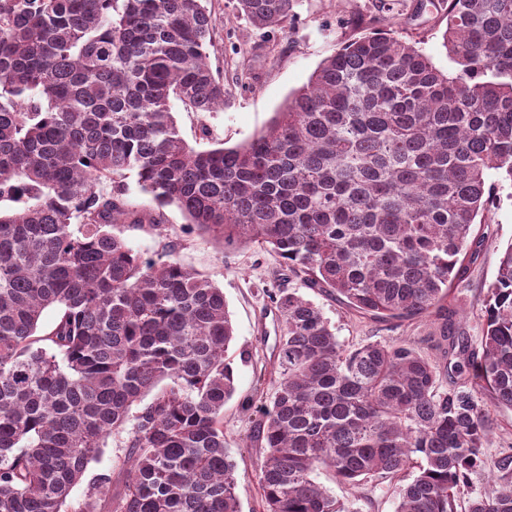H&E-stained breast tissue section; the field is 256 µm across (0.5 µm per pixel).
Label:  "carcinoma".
Wrapping results in <instances>:
<instances>
[{
  "mask_svg": "<svg viewBox=\"0 0 512 512\" xmlns=\"http://www.w3.org/2000/svg\"><path fill=\"white\" fill-rule=\"evenodd\" d=\"M206 2L0 0V512H240L224 292L172 242L144 259L124 225L158 227L175 206L362 314L446 317L487 175L512 181V0H448L454 77L368 34L326 56L265 132L198 150L169 100L224 104ZM237 2L279 30L297 4ZM132 176L150 207L128 200ZM268 298L282 328L277 388L252 430L265 512H358L320 469L354 492L389 482L396 512H512V453L493 494L472 488L487 405L512 409V244L476 347L446 329L442 367L408 343L344 348L295 288ZM115 431L128 453L72 501Z\"/></svg>",
  "mask_w": 512,
  "mask_h": 512,
  "instance_id": "carcinoma-1",
  "label": "carcinoma"
}]
</instances>
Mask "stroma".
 Returning <instances> with one entry per match:
<instances>
[{
	"instance_id": "obj_1",
	"label": "stroma",
	"mask_w": 512,
	"mask_h": 512,
	"mask_svg": "<svg viewBox=\"0 0 512 512\" xmlns=\"http://www.w3.org/2000/svg\"><path fill=\"white\" fill-rule=\"evenodd\" d=\"M207 7L214 19L209 60L224 80V105L213 112H193L179 100L171 102L182 137L199 149L219 141L231 147L251 140L270 124L288 95L308 83L327 55L364 34L391 33L415 45L444 74L453 76L459 69L443 45L448 0H299L283 32L251 25L237 11L236 0H209ZM488 186L490 202L474 229L482 245L466 258L463 276L450 286V306L472 339L481 334L487 288L500 253L512 243V181L493 173ZM124 237L147 258L157 257L165 243H176L182 263L224 290L235 329L228 357L236 373V393L224 405V441L237 463L241 512H263L256 467L264 450L250 435L259 399L270 398L277 387L272 368L279 321L268 291L301 288L305 298L322 307L344 348L376 340L406 341L432 359L441 357V322L435 314L413 320L361 314L336 296L302 288L270 250L255 245L228 248L220 238L190 228L176 207L165 208L160 229L130 225Z\"/></svg>"
}]
</instances>
